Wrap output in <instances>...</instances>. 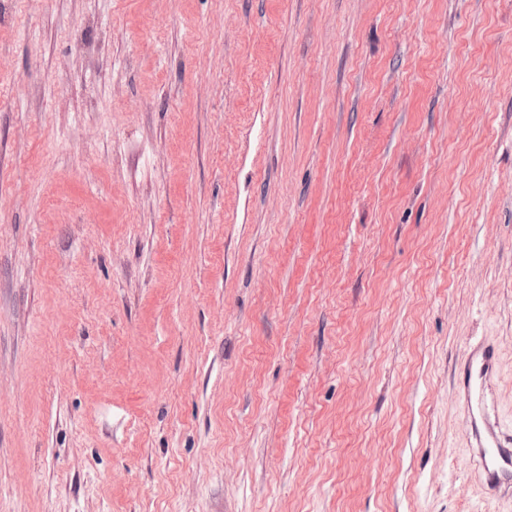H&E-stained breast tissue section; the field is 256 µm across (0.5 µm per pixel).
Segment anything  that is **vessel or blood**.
Returning a JSON list of instances; mask_svg holds the SVG:
<instances>
[{
	"mask_svg": "<svg viewBox=\"0 0 512 512\" xmlns=\"http://www.w3.org/2000/svg\"><path fill=\"white\" fill-rule=\"evenodd\" d=\"M498 356L492 347L470 349L457 387L463 397L466 428L474 441L476 462L485 484L499 491L512 481V434H504L490 383L497 372Z\"/></svg>",
	"mask_w": 512,
	"mask_h": 512,
	"instance_id": "b4317fda",
	"label": "vessel or blood"
}]
</instances>
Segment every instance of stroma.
I'll list each match as a JSON object with an SVG mask.
<instances>
[{"mask_svg":"<svg viewBox=\"0 0 512 512\" xmlns=\"http://www.w3.org/2000/svg\"><path fill=\"white\" fill-rule=\"evenodd\" d=\"M482 343L512 0H0V512H512ZM498 356L491 346L470 349L460 368L457 388L466 411V428L474 441L476 462L491 491H499L512 478V430L504 435L490 383L497 372Z\"/></svg>","mask_w":512,"mask_h":512,"instance_id":"obj_1","label":"stroma"}]
</instances>
